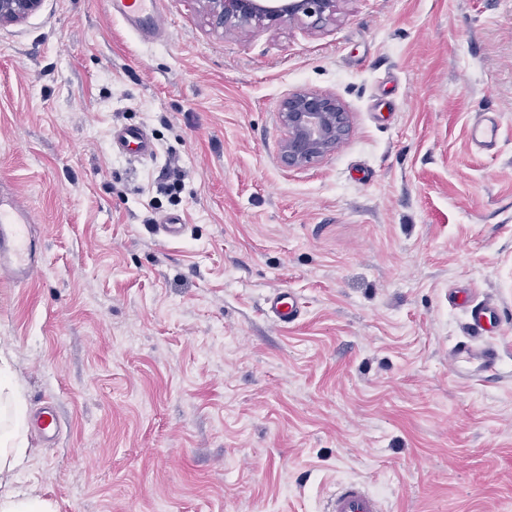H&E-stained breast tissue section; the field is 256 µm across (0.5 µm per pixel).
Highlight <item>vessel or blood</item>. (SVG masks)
Instances as JSON below:
<instances>
[{"mask_svg":"<svg viewBox=\"0 0 512 512\" xmlns=\"http://www.w3.org/2000/svg\"><path fill=\"white\" fill-rule=\"evenodd\" d=\"M107 6L112 16L122 20L145 40L160 39L167 32L163 0H107ZM499 127L496 113H484L470 128L471 144L479 148L495 146ZM111 143L113 151L140 159H150L155 155L151 137L140 127L127 126L113 130ZM35 222L34 212L28 209L23 199L0 195V274L18 284L26 283L42 262V252L31 232ZM450 297L454 303L465 307L468 314L470 339L457 346L456 359L467 361L477 354L484 369L494 368V354L476 353L472 342L498 327L499 310L487 303L474 302L464 289L452 291ZM266 306L268 313L284 324L296 321L302 314L298 297L285 290L268 298ZM324 512H384V508L380 499L370 493L364 484L346 482L328 495Z\"/></svg>","mask_w":512,"mask_h":512,"instance_id":"vessel-or-blood-1","label":"vessel or blood"}]
</instances>
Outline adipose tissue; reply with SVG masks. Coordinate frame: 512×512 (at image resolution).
<instances>
[{"mask_svg":"<svg viewBox=\"0 0 512 512\" xmlns=\"http://www.w3.org/2000/svg\"><path fill=\"white\" fill-rule=\"evenodd\" d=\"M25 429L23 404L9 359L0 351V512H54L50 501L22 493L12 485L16 470L28 455Z\"/></svg>","mask_w":512,"mask_h":512,"instance_id":"adipose-tissue-1","label":"adipose tissue"}]
</instances>
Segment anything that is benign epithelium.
Returning <instances> with one entry per match:
<instances>
[{
    "instance_id": "7a95c632",
    "label": "benign epithelium",
    "mask_w": 512,
    "mask_h": 512,
    "mask_svg": "<svg viewBox=\"0 0 512 512\" xmlns=\"http://www.w3.org/2000/svg\"><path fill=\"white\" fill-rule=\"evenodd\" d=\"M212 28L269 26L297 20L315 29L336 18L347 0H199ZM43 0H0V26L16 24L40 10ZM280 121L286 130L280 159L290 168H305L336 151L349 131V115L335 96L305 89L282 101Z\"/></svg>"
}]
</instances>
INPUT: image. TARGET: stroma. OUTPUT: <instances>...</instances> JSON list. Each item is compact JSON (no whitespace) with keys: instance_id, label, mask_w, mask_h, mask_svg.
Returning <instances> with one entry per match:
<instances>
[{"instance_id":"1","label":"stroma","mask_w":512,"mask_h":512,"mask_svg":"<svg viewBox=\"0 0 512 512\" xmlns=\"http://www.w3.org/2000/svg\"><path fill=\"white\" fill-rule=\"evenodd\" d=\"M166 11L149 42L104 0L0 27V189L44 254L0 275V349L27 414L60 423L28 430L16 487L55 512H322L360 480L387 512H512V0H345L316 30L226 34L198 0ZM299 89L350 132L290 169ZM484 112L490 150L468 140ZM127 125L155 158L113 152ZM461 287L503 310L496 371L452 357ZM283 289L289 325L264 309ZM499 116L494 112H485L480 120L470 127L469 140L477 148L495 146L499 136ZM266 306L268 313L284 324L296 321L303 310L299 298L287 290H281L268 298Z\"/></svg>"}]
</instances>
